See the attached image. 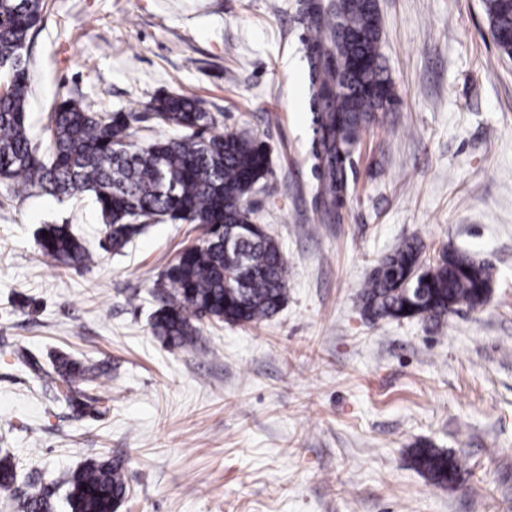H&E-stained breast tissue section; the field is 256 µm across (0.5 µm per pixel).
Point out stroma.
Instances as JSON below:
<instances>
[{"label": "stroma", "instance_id": "1", "mask_svg": "<svg viewBox=\"0 0 512 512\" xmlns=\"http://www.w3.org/2000/svg\"><path fill=\"white\" fill-rule=\"evenodd\" d=\"M301 0H44L29 52L28 118L69 94L141 112L172 93L215 130L270 148L275 194L247 198L288 260V298L255 324L202 321L196 350L152 333L153 285L195 224H152L122 253L62 268L39 252L46 224L90 250L86 206L0 185V457L17 481L53 486L91 459L121 461L118 512H512V57L483 0H377L397 102L353 157L340 219L314 203L312 112ZM492 264L487 304L438 322H369L364 282L404 239ZM58 353L112 368L103 408L56 400L19 364ZM427 443L464 457L459 485L411 463Z\"/></svg>", "mask_w": 512, "mask_h": 512}]
</instances>
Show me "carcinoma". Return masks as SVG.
I'll return each instance as SVG.
<instances>
[{
	"instance_id": "obj_1",
	"label": "carcinoma",
	"mask_w": 512,
	"mask_h": 512,
	"mask_svg": "<svg viewBox=\"0 0 512 512\" xmlns=\"http://www.w3.org/2000/svg\"><path fill=\"white\" fill-rule=\"evenodd\" d=\"M43 8V0H0V182L17 192L91 198L105 225L106 252L123 250L144 224L200 225L204 238L182 249L156 283L160 307L152 331L167 347L195 348L204 319L241 324L275 315L287 298L288 262L246 206L270 172L267 146L244 134L212 133L214 117L179 94L149 104L156 124L176 131L164 140L139 141L138 112L94 110L71 97L49 113L45 136L35 137L27 115V49ZM484 10L498 49L511 57L512 0H484ZM303 15L317 134L315 200L330 223L348 190L360 134L375 112L392 105L393 92L382 64L375 0H338L334 9L304 0ZM41 230L48 232L37 240L43 257L61 267L94 262L68 226ZM493 276L491 266L452 248L426 263L422 241L413 236L375 266L361 295L362 311L373 323L438 321L458 306L485 305ZM23 361L46 383L62 381L69 403L91 407L94 398L79 385L95 384V367L64 354L49 368ZM411 459L440 487L457 484L466 466L463 458L426 443L412 449ZM15 480L14 463L0 458V490ZM65 483L70 512H117L128 495L122 463L109 459L68 472ZM22 512H54L41 483L27 485Z\"/></svg>"
}]
</instances>
